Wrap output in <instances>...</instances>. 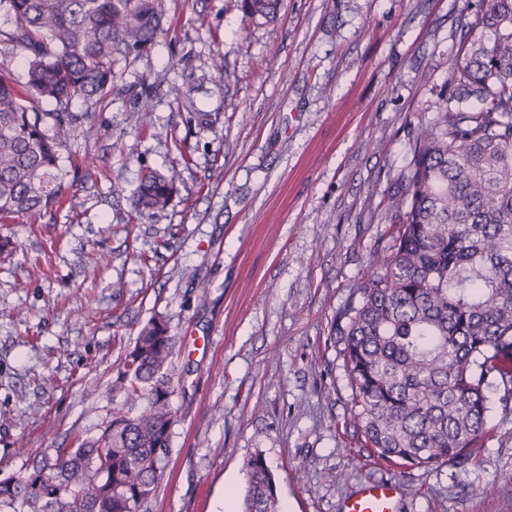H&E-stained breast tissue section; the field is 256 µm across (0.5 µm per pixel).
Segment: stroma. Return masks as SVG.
<instances>
[{
    "mask_svg": "<svg viewBox=\"0 0 512 512\" xmlns=\"http://www.w3.org/2000/svg\"><path fill=\"white\" fill-rule=\"evenodd\" d=\"M482 4L281 0L267 23L238 0H162L163 33L115 65L111 96L61 153L69 202L0 223V478L99 434L123 402L121 357L161 316L173 424L147 512H213L228 491L242 512L257 453L288 512H339L379 478L405 485L402 512H512L502 387L486 390L489 433L464 464L380 466L345 428L332 334L385 244L460 17ZM173 167L168 210L131 221L142 170Z\"/></svg>",
    "mask_w": 512,
    "mask_h": 512,
    "instance_id": "35a3bbf8",
    "label": "stroma"
}]
</instances>
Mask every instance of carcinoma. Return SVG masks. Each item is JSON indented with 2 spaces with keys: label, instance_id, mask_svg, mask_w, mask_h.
Here are the masks:
<instances>
[{
  "label": "carcinoma",
  "instance_id": "carcinoma-1",
  "mask_svg": "<svg viewBox=\"0 0 512 512\" xmlns=\"http://www.w3.org/2000/svg\"><path fill=\"white\" fill-rule=\"evenodd\" d=\"M0 44L20 50L21 84L0 61V221L64 200L61 151L112 93L116 62L162 31L160 0H0ZM277 19L279 0H242ZM436 116L412 137L402 196L388 203L386 245L334 333L352 391L349 427L374 459L460 464L484 446L489 379L512 400V0H484L460 20ZM54 104L40 112L41 101ZM51 126H46V119ZM179 174L144 173L137 216L165 213ZM173 337L140 330L114 387L124 406L101 433L54 448L0 480V512H144L169 454ZM243 512H279L265 459L247 461Z\"/></svg>",
  "mask_w": 512,
  "mask_h": 512
}]
</instances>
